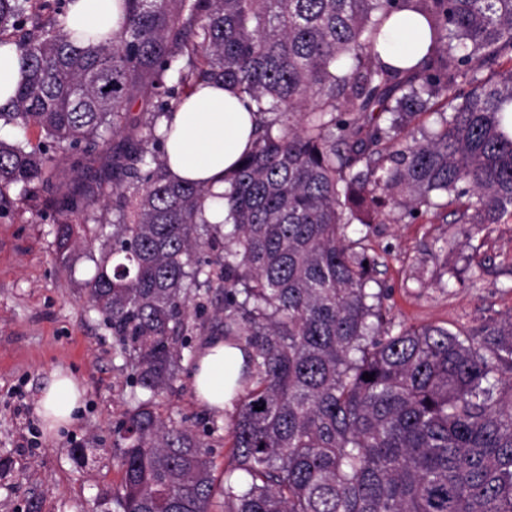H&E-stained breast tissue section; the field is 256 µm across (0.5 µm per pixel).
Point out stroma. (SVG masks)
<instances>
[{
	"label": "stroma",
	"mask_w": 512,
	"mask_h": 512,
	"mask_svg": "<svg viewBox=\"0 0 512 512\" xmlns=\"http://www.w3.org/2000/svg\"><path fill=\"white\" fill-rule=\"evenodd\" d=\"M112 175V149H100L89 173L57 154L54 176L31 207L10 189L0 204V512H108L121 471L112 430L130 389L115 339L91 306L85 284L89 244L74 270L56 261L55 195L97 190ZM447 253H440V246ZM370 253L387 290L390 318L408 326L475 329L512 314V221L455 224L430 213L411 223L374 225ZM65 370L85 390L75 424L55 437L35 410L45 380ZM88 448L76 461L74 447Z\"/></svg>",
	"instance_id": "stroma-1"
}]
</instances>
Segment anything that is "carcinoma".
Returning a JSON list of instances; mask_svg holds the SVG:
<instances>
[{"mask_svg": "<svg viewBox=\"0 0 512 512\" xmlns=\"http://www.w3.org/2000/svg\"><path fill=\"white\" fill-rule=\"evenodd\" d=\"M422 15L424 61L383 64L398 10ZM120 28L81 45L58 0H0V47L26 68L0 141V200L50 183V150L85 163L146 96L150 117L112 153L111 189L48 200L96 252L86 283L123 358L113 512H512V316L463 332L395 323L366 241L382 209L455 224L512 219V0H121ZM221 82L260 116L210 191L170 179L160 121ZM437 115V128L418 124ZM112 210L108 223L95 214ZM212 316H205L208 307ZM242 351L224 483L198 426L164 418L183 351ZM373 379H363L364 374Z\"/></svg>", "mask_w": 512, "mask_h": 512, "instance_id": "obj_1", "label": "carcinoma"}]
</instances>
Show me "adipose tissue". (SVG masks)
<instances>
[{"label":"adipose tissue","instance_id":"1","mask_svg":"<svg viewBox=\"0 0 512 512\" xmlns=\"http://www.w3.org/2000/svg\"><path fill=\"white\" fill-rule=\"evenodd\" d=\"M69 25L76 31H109L121 19L119 0H70ZM430 43L426 21L404 10L388 22L378 45L384 63L399 68L419 64ZM172 133L166 144L168 171L172 179L200 182L216 198L208 202L205 216L211 223L223 221L226 207L219 195L224 191V173L236 165L248 148L254 117L245 101L231 88L220 85L198 87L173 113ZM242 365L239 350L214 338L192 376L194 394L200 404L223 412L231 405L228 377L236 376ZM79 383L63 371L52 373L37 401V412L50 432L70 426L82 404Z\"/></svg>","mask_w":512,"mask_h":512}]
</instances>
